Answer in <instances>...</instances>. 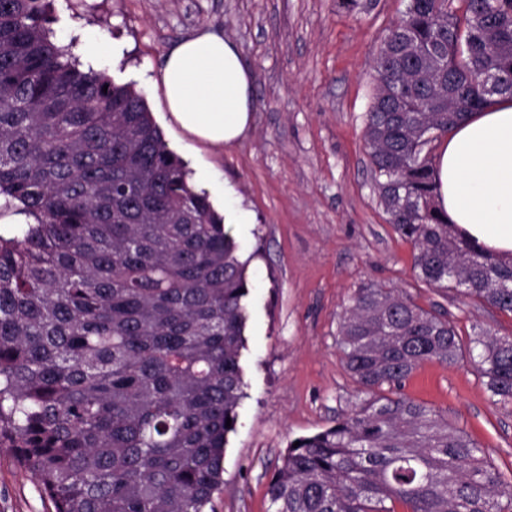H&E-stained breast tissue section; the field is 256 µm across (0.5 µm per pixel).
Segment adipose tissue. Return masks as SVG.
Here are the masks:
<instances>
[{"mask_svg": "<svg viewBox=\"0 0 512 512\" xmlns=\"http://www.w3.org/2000/svg\"><path fill=\"white\" fill-rule=\"evenodd\" d=\"M164 110L188 137L216 147L251 120L252 79L238 47L215 32L180 41L160 70ZM435 202L488 251L512 254V97L496 96L457 124L436 158Z\"/></svg>", "mask_w": 512, "mask_h": 512, "instance_id": "ef3b65f1", "label": "adipose tissue"}]
</instances>
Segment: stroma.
<instances>
[{
  "label": "stroma",
  "mask_w": 512,
  "mask_h": 512,
  "mask_svg": "<svg viewBox=\"0 0 512 512\" xmlns=\"http://www.w3.org/2000/svg\"><path fill=\"white\" fill-rule=\"evenodd\" d=\"M408 0H51V38L81 68L140 92L189 182L206 192L248 263L244 393L224 450L215 512H271L267 488L291 441L345 417L360 395L336 347L362 283L396 288L444 314L461 339L512 337V315L433 288L378 202L362 139L387 27ZM209 30L238 45L253 76V122L233 145L189 139L164 118L159 69L178 41ZM105 40L83 57L90 38ZM404 392L464 429L512 482V405L494 404L476 368L423 363ZM0 512H54L0 448Z\"/></svg>",
  "instance_id": "stroma-1"
}]
</instances>
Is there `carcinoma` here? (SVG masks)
<instances>
[{
  "label": "carcinoma",
  "mask_w": 512,
  "mask_h": 512,
  "mask_svg": "<svg viewBox=\"0 0 512 512\" xmlns=\"http://www.w3.org/2000/svg\"><path fill=\"white\" fill-rule=\"evenodd\" d=\"M448 2L409 0L386 30L364 143L417 279L512 314V257L440 214L426 154L489 101L487 71L512 96V0ZM50 22L49 0H0V217L31 219L0 227V446L55 512H207L244 397L247 263L143 96L79 69ZM337 343L363 398L288 446L272 512H512L485 449L401 392L421 364L467 359L512 404L511 337L465 345L364 284Z\"/></svg>",
  "instance_id": "1"
}]
</instances>
